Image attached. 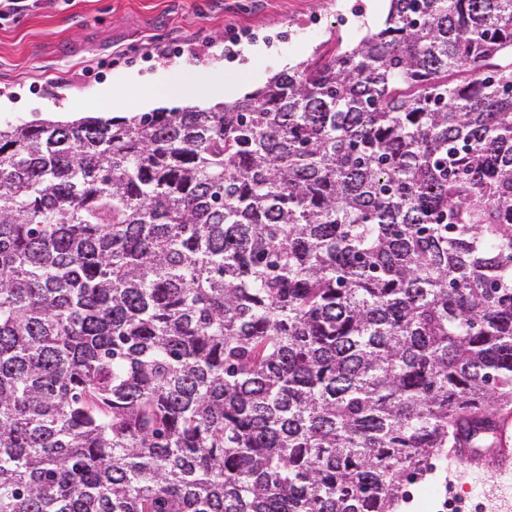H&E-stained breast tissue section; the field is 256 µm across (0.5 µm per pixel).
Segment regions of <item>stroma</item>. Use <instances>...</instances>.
<instances>
[{
    "mask_svg": "<svg viewBox=\"0 0 512 512\" xmlns=\"http://www.w3.org/2000/svg\"><path fill=\"white\" fill-rule=\"evenodd\" d=\"M388 0H35L0 20V124L140 111L136 78L166 84L219 71V103L243 84L359 38Z\"/></svg>",
    "mask_w": 512,
    "mask_h": 512,
    "instance_id": "1",
    "label": "stroma"
}]
</instances>
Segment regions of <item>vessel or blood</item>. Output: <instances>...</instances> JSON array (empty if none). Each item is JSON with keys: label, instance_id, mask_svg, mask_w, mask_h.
I'll use <instances>...</instances> for the list:
<instances>
[{"label": "vessel or blood", "instance_id": "b4317fda", "mask_svg": "<svg viewBox=\"0 0 512 512\" xmlns=\"http://www.w3.org/2000/svg\"><path fill=\"white\" fill-rule=\"evenodd\" d=\"M493 435L497 445L493 448H474L463 444L448 452L460 476L490 470L506 482L512 483V412L501 414Z\"/></svg>", "mask_w": 512, "mask_h": 512}]
</instances>
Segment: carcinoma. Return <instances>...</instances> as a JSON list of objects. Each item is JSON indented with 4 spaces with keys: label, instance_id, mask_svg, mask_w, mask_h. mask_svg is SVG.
I'll return each instance as SVG.
<instances>
[{
    "label": "carcinoma",
    "instance_id": "cac0c4a2",
    "mask_svg": "<svg viewBox=\"0 0 512 512\" xmlns=\"http://www.w3.org/2000/svg\"><path fill=\"white\" fill-rule=\"evenodd\" d=\"M512 0H390L210 109L0 125V512H400L512 410Z\"/></svg>",
    "mask_w": 512,
    "mask_h": 512
}]
</instances>
